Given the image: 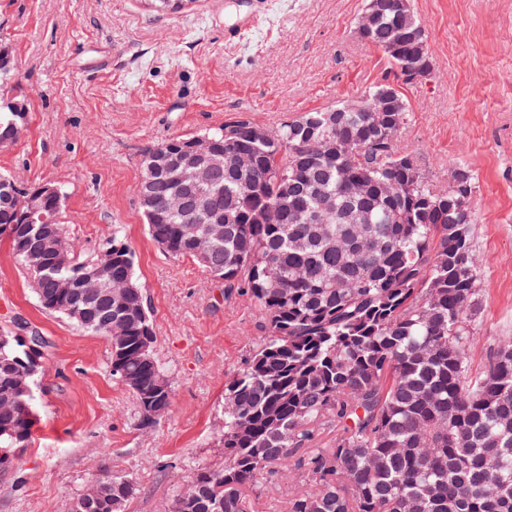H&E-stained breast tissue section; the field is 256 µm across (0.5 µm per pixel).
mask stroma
<instances>
[{
    "mask_svg": "<svg viewBox=\"0 0 512 512\" xmlns=\"http://www.w3.org/2000/svg\"><path fill=\"white\" fill-rule=\"evenodd\" d=\"M432 71L401 85L402 153L434 184L469 171L473 248L481 258L471 314L473 370L512 336V0H409ZM365 0H194L170 14L144 0H0V40L18 60L13 93L27 131L0 149V173L65 195L62 221L82 254L120 229L153 319L155 359L172 405L139 425L134 393L110 368L104 337L45 312L0 240V330L48 338L31 444L0 468V512H69L98 478L131 477L122 512H157L196 469L223 464L224 385L265 334L258 305L148 236L139 205L148 148L242 120L287 118L355 99L389 74L354 26ZM258 26L238 44L226 26Z\"/></svg>",
    "mask_w": 512,
    "mask_h": 512,
    "instance_id": "obj_1",
    "label": "stroma"
}]
</instances>
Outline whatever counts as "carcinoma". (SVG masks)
<instances>
[{"label":"carcinoma","instance_id":"carcinoma-1","mask_svg":"<svg viewBox=\"0 0 512 512\" xmlns=\"http://www.w3.org/2000/svg\"><path fill=\"white\" fill-rule=\"evenodd\" d=\"M379 14L365 43L383 52L390 72L420 63L432 69L423 24L409 0H377ZM17 69L0 44V142L18 135L26 113L4 81ZM405 99L389 84L353 101L304 112L252 138L245 121L209 131L216 142L213 181L182 187L156 169L158 153L181 146L169 139L145 155L139 196L150 238L174 257H191L210 277L238 287L259 306L264 336L246 366L224 386V466L201 467L160 512H246L245 490L262 475L301 478L288 491L285 512H512V336L499 339L486 370L471 375L479 258L471 244L473 207L455 200L458 175L431 184L399 151ZM252 151L256 169L243 175L226 160ZM345 151L366 195L354 197L338 165ZM392 180L391 198L377 184ZM11 177L0 175V239L29 280L39 281L42 309L107 336L112 372L135 394L140 426L170 410L172 389L154 358L153 321L134 275V255L117 233L85 257L68 245L70 264L31 263L7 229L22 225L10 202ZM326 205L318 223L312 215ZM280 211L269 224L262 213ZM224 220V239L198 246L182 239L183 224ZM97 263L112 295L87 307L80 320L50 301L54 281L77 279ZM27 360L24 345L0 348V465L32 440L37 355L30 391H18L10 363ZM336 423L331 448H313L315 427ZM112 489L118 512L132 495L125 476L99 480Z\"/></svg>","mask_w":512,"mask_h":512}]
</instances>
